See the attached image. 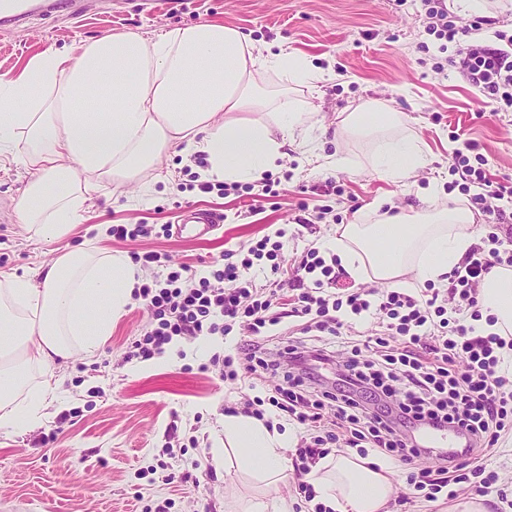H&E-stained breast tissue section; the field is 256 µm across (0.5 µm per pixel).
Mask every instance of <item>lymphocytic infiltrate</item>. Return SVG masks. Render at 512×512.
Instances as JSON below:
<instances>
[{
  "label": "lymphocytic infiltrate",
  "instance_id": "f902f5d3",
  "mask_svg": "<svg viewBox=\"0 0 512 512\" xmlns=\"http://www.w3.org/2000/svg\"><path fill=\"white\" fill-rule=\"evenodd\" d=\"M419 21L437 40L455 44L454 53L438 63L437 72H459L482 90L497 111L512 112V34L497 32V44L465 43L468 27L458 25L447 0H420ZM483 154L458 155L459 181L449 189L470 195L485 215L493 203L512 195V182H496L487 174ZM284 231L241 247V259L197 278L187 267H170L156 252L134 255L143 267H160V275L136 286L133 297L151 313V328L133 342L128 359L147 361L177 337L224 336L242 326L248 338L239 351L248 360L237 368L233 357H212L210 368L223 381L256 389L257 369H269L262 337L287 334L286 319H298L297 338L280 352L287 365L282 382L265 388L264 396L246 399L243 411L264 418L265 406L317 431L316 447L298 448L293 465L306 473L309 462L325 456V444L344 442L358 453L372 450L404 462L423 461L408 482L428 498L439 493L456 497L465 481L464 459L494 452L511 431L512 339L480 334L481 282L495 266L512 268V229L492 232L472 246L448 277L447 292L426 286L416 292L399 288L341 291L344 271L335 254L309 245L290 268L281 257ZM286 272V285L297 290L291 307H283L276 289L251 291V269ZM372 320L375 330H354V322ZM335 364V377L323 372ZM465 432L470 445L460 460H431L418 446L419 428Z\"/></svg>",
  "mask_w": 512,
  "mask_h": 512
}]
</instances>
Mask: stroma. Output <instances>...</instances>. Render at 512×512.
Wrapping results in <instances>:
<instances>
[{"label":"stroma","mask_w":512,"mask_h":512,"mask_svg":"<svg viewBox=\"0 0 512 512\" xmlns=\"http://www.w3.org/2000/svg\"><path fill=\"white\" fill-rule=\"evenodd\" d=\"M419 7L418 0H77L74 10L0 28V74L19 72L50 47L67 50L109 33L146 34L204 19L240 29L258 48L279 44L304 53L335 73L319 91L297 86L290 96L315 112L319 148L342 152L348 169L328 172L290 152L273 172L277 196L255 214L244 191L190 188L198 161L171 153L153 174L152 193L103 188L66 245L156 251L200 278L226 263L228 251L280 229L288 236L287 264L311 240L335 236L337 223L330 220L312 234L300 226L304 202L331 206L346 224L359 214L375 220L384 200L405 210L455 203L461 195L447 190L450 168L470 140L486 157L492 180L512 178V112L493 111L457 73H436L442 54L416 17ZM423 42L428 51H420ZM367 100L400 113L407 131L426 143L423 170L395 183L374 170L371 141L337 142L338 113ZM173 174L184 190H167ZM29 178L21 166L0 170V273L37 269L62 247L32 243L20 226L13 204ZM187 208L221 214L222 228L205 240L152 235L122 241L97 232L101 224H173ZM150 322L147 308L132 301L95 358L61 361L67 379L54 417L19 434L0 432V512H236L242 497L255 495L284 501L288 512H307L293 479L269 487L248 473L233 481L224 474V414L240 407L242 394L204 365L235 353L242 330L206 342L177 338L165 345L163 358L126 361ZM197 459L202 469L194 468Z\"/></svg>","instance_id":"obj_1"}]
</instances>
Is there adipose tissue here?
<instances>
[{
	"mask_svg": "<svg viewBox=\"0 0 512 512\" xmlns=\"http://www.w3.org/2000/svg\"><path fill=\"white\" fill-rule=\"evenodd\" d=\"M315 87L325 70L303 54L256 49L238 28L201 21L145 36L115 32L69 52L42 51L15 75L0 76V167L30 173L16 210L32 240L60 242L90 210L103 184L152 174L162 158L205 154L202 180L252 183L288 150L338 168L317 153L315 115L273 103L263 78ZM401 116L363 102L343 113L337 138L376 139L373 166L399 182L428 162L426 144L400 132ZM464 203L381 215L341 225L324 247L354 279L412 288L447 285L476 239ZM143 273L121 251L64 249L36 270L0 274V432L44 421L65 382L57 360L98 354L131 303ZM481 333L512 335V268L498 266L480 288ZM292 435L237 413L224 417V453L266 485L287 477ZM393 466L382 458L329 453L303 479L328 512H390Z\"/></svg>",
	"mask_w": 512,
	"mask_h": 512,
	"instance_id": "adipose-tissue-1",
	"label": "adipose tissue"
}]
</instances>
